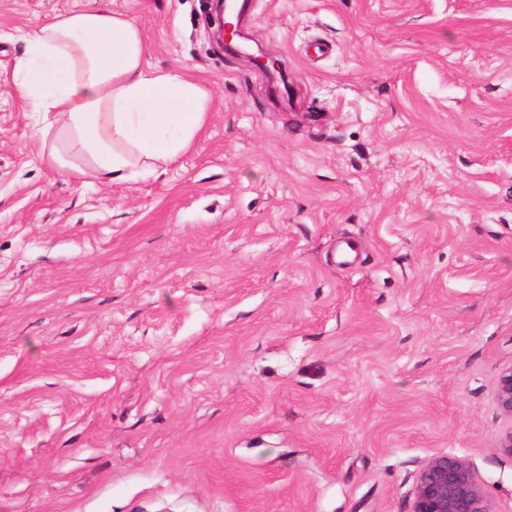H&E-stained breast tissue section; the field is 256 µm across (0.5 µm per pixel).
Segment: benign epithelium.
<instances>
[{"mask_svg":"<svg viewBox=\"0 0 512 512\" xmlns=\"http://www.w3.org/2000/svg\"><path fill=\"white\" fill-rule=\"evenodd\" d=\"M218 4L219 15L229 17L219 30L226 48L259 69L279 65L276 59L250 45L252 37L240 34L247 2L237 4L218 0ZM496 401L502 413L512 419V365L499 374ZM411 512H487L482 489L470 464L448 455L430 458L417 476Z\"/></svg>","mask_w":512,"mask_h":512,"instance_id":"benign-epithelium-1","label":"benign epithelium"}]
</instances>
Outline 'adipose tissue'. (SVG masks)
<instances>
[{"label":"adipose tissue","mask_w":512,"mask_h":512,"mask_svg":"<svg viewBox=\"0 0 512 512\" xmlns=\"http://www.w3.org/2000/svg\"><path fill=\"white\" fill-rule=\"evenodd\" d=\"M24 42L16 92L40 139L57 142L49 161L74 175L109 181L172 163L204 126L203 85L148 68L140 27L106 6L56 16ZM73 145L82 164L68 158Z\"/></svg>","instance_id":"adipose-tissue-1"}]
</instances>
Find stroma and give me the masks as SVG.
<instances>
[{"label": "stroma", "instance_id": "1", "mask_svg": "<svg viewBox=\"0 0 512 512\" xmlns=\"http://www.w3.org/2000/svg\"><path fill=\"white\" fill-rule=\"evenodd\" d=\"M201 83L173 163L47 160L21 33L92 0H0V512H410L470 463L512 512V0H108ZM227 2H242V3H227ZM219 4V15L222 16L223 24L219 30V34L224 40V44L227 49H230L237 55L245 58L250 64L259 68L267 69L269 66H279V62L263 53H260L257 49L258 43L253 40L251 36H244L240 34V27L242 22V16L247 7V1L239 0H220ZM237 11V18L235 15ZM228 14L229 21H226V15ZM235 20L233 22L232 20ZM239 38L241 43L238 45H230L232 42ZM250 42L254 43V46L250 45ZM496 401L502 413L512 420V365L499 374Z\"/></svg>", "mask_w": 512, "mask_h": 512}]
</instances>
